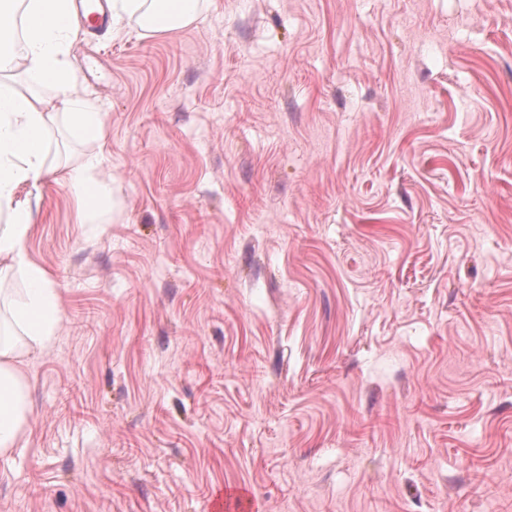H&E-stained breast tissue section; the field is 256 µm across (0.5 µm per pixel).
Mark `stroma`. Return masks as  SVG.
<instances>
[{"mask_svg":"<svg viewBox=\"0 0 512 512\" xmlns=\"http://www.w3.org/2000/svg\"><path fill=\"white\" fill-rule=\"evenodd\" d=\"M69 60L104 135L57 116L15 192L63 320L0 512H512V0H209ZM99 166L98 156L90 155L67 171V183L79 204L81 220L84 219V223L93 214L112 207V182L108 183L99 178Z\"/></svg>","mask_w":512,"mask_h":512,"instance_id":"1","label":"stroma"}]
</instances>
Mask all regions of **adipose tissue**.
I'll list each match as a JSON object with an SVG mask.
<instances>
[{
  "mask_svg": "<svg viewBox=\"0 0 512 512\" xmlns=\"http://www.w3.org/2000/svg\"><path fill=\"white\" fill-rule=\"evenodd\" d=\"M17 0H0V274L20 273L25 288L0 287V303L10 313L0 323V455L8 454L29 425L28 384L23 365L55 341L63 311L46 273L28 255L30 210L14 203L23 184L39 185L48 173L50 127L57 114L88 138L103 135L104 122L93 102L76 91L68 64L77 38L73 0H27L14 19ZM207 0H112V20L139 32L161 36L191 27L204 14ZM22 25L25 47L13 50L15 25ZM50 88L43 97L41 88ZM98 156L85 157L67 171V183L82 219L112 207V185L100 179Z\"/></svg>",
  "mask_w": 512,
  "mask_h": 512,
  "instance_id": "obj_1",
  "label": "adipose tissue"
}]
</instances>
